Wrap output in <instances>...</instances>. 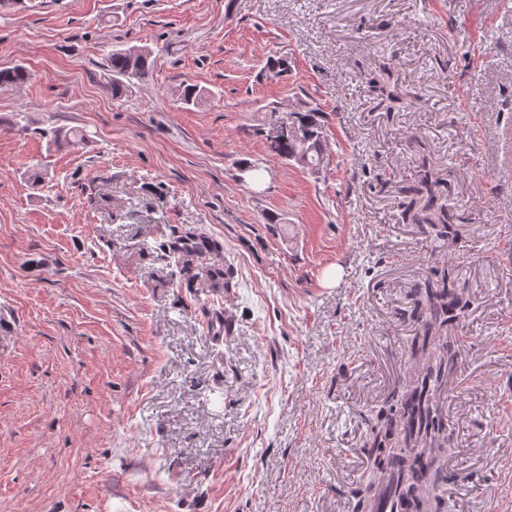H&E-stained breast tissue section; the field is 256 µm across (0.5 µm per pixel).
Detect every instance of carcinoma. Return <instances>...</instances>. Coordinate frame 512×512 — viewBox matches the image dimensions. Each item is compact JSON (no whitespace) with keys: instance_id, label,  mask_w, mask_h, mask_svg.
I'll use <instances>...</instances> for the list:
<instances>
[{"instance_id":"cac0c4a2","label":"carcinoma","mask_w":512,"mask_h":512,"mask_svg":"<svg viewBox=\"0 0 512 512\" xmlns=\"http://www.w3.org/2000/svg\"><path fill=\"white\" fill-rule=\"evenodd\" d=\"M149 59L150 53L144 49L134 55L127 48L110 51L113 97L124 95L133 81L146 78ZM29 78V71L22 66L1 69L0 88L22 84ZM274 118L282 122L276 134L259 128L272 155L308 169L323 165L325 139L320 109L303 106L294 112H279ZM75 139L83 140L85 134L53 130L49 135V142L55 146ZM422 168L419 182L403 189L407 198L405 216L442 236L453 223V215L439 203L437 181L425 157ZM178 243L170 252L187 269L188 257L200 250L197 238L188 233L180 236ZM410 293L411 316L418 325L409 349L414 378L394 392L390 413L377 416L370 427L364 443L367 459L382 467L383 476L377 484L366 482L355 492L356 512H373V502L382 490L397 498L402 512H442L440 491L448 483L442 461L448 453L449 436L438 394L458 357L443 332L456 319L455 311L464 309L467 301L463 292L428 278L416 282Z\"/></svg>"}]
</instances>
